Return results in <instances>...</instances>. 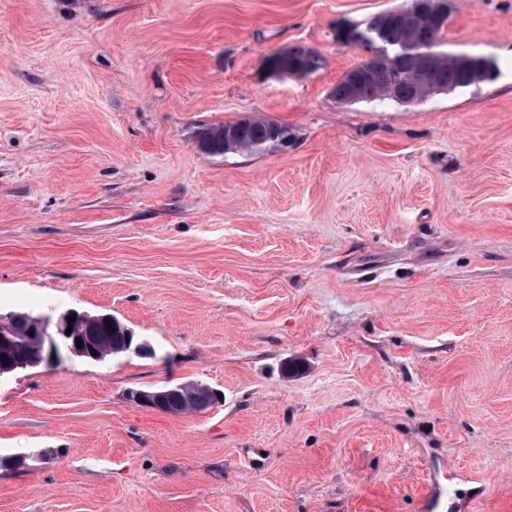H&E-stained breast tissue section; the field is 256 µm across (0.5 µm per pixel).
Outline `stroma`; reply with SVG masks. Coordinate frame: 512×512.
<instances>
[{"mask_svg": "<svg viewBox=\"0 0 512 512\" xmlns=\"http://www.w3.org/2000/svg\"><path fill=\"white\" fill-rule=\"evenodd\" d=\"M403 3L0 0V313L153 350L0 377V512H512V0H449L493 79L336 101ZM247 117L287 148L197 149ZM268 66L275 74L304 77L318 68V58L305 47L293 46L273 53L268 59ZM165 391L131 392L130 398L139 405H146L148 408L161 411L164 402L163 411L172 415H181L189 411L198 412L212 406L214 402L210 398V389L198 384L180 386L169 395L165 401Z\"/></svg>", "mask_w": 512, "mask_h": 512, "instance_id": "obj_1", "label": "stroma"}]
</instances>
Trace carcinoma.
<instances>
[{"instance_id": "cac0c4a2", "label": "carcinoma", "mask_w": 512, "mask_h": 512, "mask_svg": "<svg viewBox=\"0 0 512 512\" xmlns=\"http://www.w3.org/2000/svg\"><path fill=\"white\" fill-rule=\"evenodd\" d=\"M449 17L447 13L442 19L419 24L410 30L395 15L385 11L364 20L361 43L371 51V56L348 71L336 84L333 89L336 100L349 102L352 82L361 72L373 82L376 101L405 103L406 96L423 87L427 74L443 91L471 86L456 55L440 50L439 36L448 27ZM268 66L276 74L304 77L318 68V58L305 47L293 46L273 53L268 59ZM291 137L292 133L285 125L249 117L206 129L199 136L198 148L212 156L261 153L288 147ZM26 325L25 321L10 325V335L18 342L12 358L24 369L43 364L46 354V348L40 341L28 338ZM78 336L95 352L90 357L92 361H103L112 355L125 353L134 345L132 330L119 320L112 321L109 314L85 321L78 329ZM212 405L210 389L190 384L167 395L163 411L181 415Z\"/></svg>"}]
</instances>
